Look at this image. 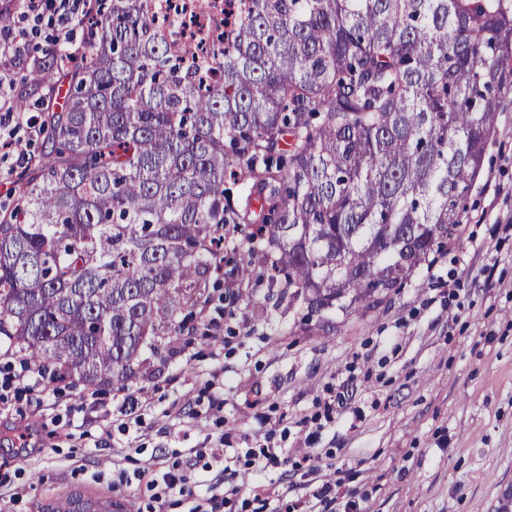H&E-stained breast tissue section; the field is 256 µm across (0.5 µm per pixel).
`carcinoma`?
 Returning <instances> with one entry per match:
<instances>
[{"mask_svg": "<svg viewBox=\"0 0 512 512\" xmlns=\"http://www.w3.org/2000/svg\"><path fill=\"white\" fill-rule=\"evenodd\" d=\"M91 25L0 224V337L88 392L241 275L381 305L457 239L512 91V0H239L208 56L150 0Z\"/></svg>", "mask_w": 512, "mask_h": 512, "instance_id": "carcinoma-1", "label": "carcinoma"}]
</instances>
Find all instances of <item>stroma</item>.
I'll list each match as a JSON object with an SVG mask.
<instances>
[{
  "label": "stroma",
  "instance_id": "stroma-1",
  "mask_svg": "<svg viewBox=\"0 0 512 512\" xmlns=\"http://www.w3.org/2000/svg\"><path fill=\"white\" fill-rule=\"evenodd\" d=\"M29 72L12 95L40 122L60 99L50 84L28 94ZM466 204L457 240L365 315L308 320L279 290L246 287L213 313V337L144 352L141 386L0 403V512H44L75 488L133 512L159 497L187 512L193 495L218 512H328L314 494L329 480L337 512H512V95ZM258 444L287 463L237 461ZM146 467L184 476L189 495L148 489Z\"/></svg>",
  "mask_w": 512,
  "mask_h": 512
}]
</instances>
